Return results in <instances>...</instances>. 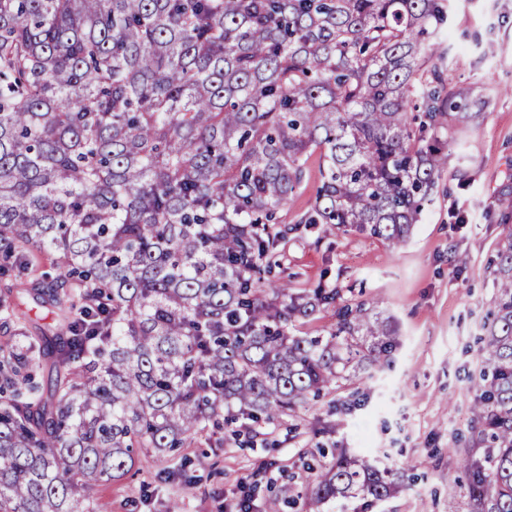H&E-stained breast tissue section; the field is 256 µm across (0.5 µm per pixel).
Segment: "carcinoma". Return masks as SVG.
<instances>
[{"instance_id": "1", "label": "carcinoma", "mask_w": 512, "mask_h": 512, "mask_svg": "<svg viewBox=\"0 0 512 512\" xmlns=\"http://www.w3.org/2000/svg\"><path fill=\"white\" fill-rule=\"evenodd\" d=\"M442 20L439 0H0V512H99L135 451L320 397L361 363L356 336L385 359L387 321L342 305L308 336L339 291L262 273L315 153L298 223L406 242L450 126L483 118L446 84ZM37 253L55 277L32 274ZM493 275L460 460L471 512H512V235ZM404 488L340 451L301 499ZM319 185V158L317 154H314L309 157L305 165L301 184L295 190L291 199L279 210L278 216L281 224L276 226L278 229L292 226L305 211L311 208ZM334 308L321 309L316 315L306 319L302 331L308 336H325L336 325Z\"/></svg>"}]
</instances>
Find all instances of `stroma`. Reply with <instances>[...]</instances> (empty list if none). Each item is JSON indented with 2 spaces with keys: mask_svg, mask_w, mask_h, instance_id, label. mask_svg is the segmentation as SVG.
<instances>
[{
  "mask_svg": "<svg viewBox=\"0 0 512 512\" xmlns=\"http://www.w3.org/2000/svg\"><path fill=\"white\" fill-rule=\"evenodd\" d=\"M449 6L457 48L447 82L468 90L469 111L485 115L449 129L447 163L405 244L325 224L292 232L320 184L314 155L279 210L290 234L263 280L267 288H336L343 303L390 319L397 339L389 367L376 374L362 367L254 427V444L210 426L170 456H137L128 475L100 482L105 512H169L175 504L183 512H235L256 481L251 510L265 512L270 486L312 480L302 461L322 447L348 449L411 479L397 497L366 508L357 499L335 502L325 512H470L458 462L472 446L469 406L496 293L489 264L512 233L501 207L512 197V0ZM453 248L467 255L466 266L449 261Z\"/></svg>",
  "mask_w": 512,
  "mask_h": 512,
  "instance_id": "obj_1",
  "label": "stroma"
}]
</instances>
